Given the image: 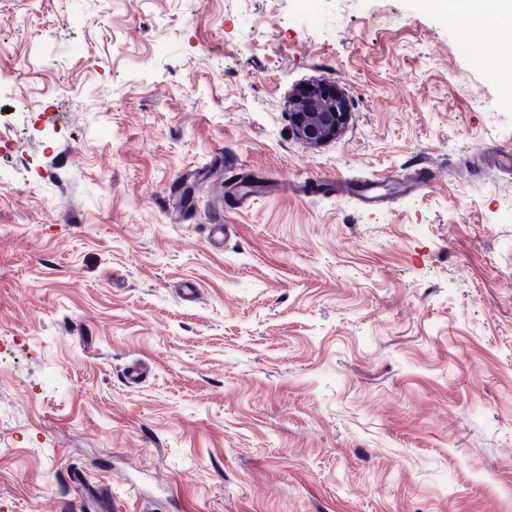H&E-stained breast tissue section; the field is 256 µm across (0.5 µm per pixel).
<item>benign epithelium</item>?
Returning <instances> with one entry per match:
<instances>
[{
	"label": "benign epithelium",
	"instance_id": "benign-epithelium-1",
	"mask_svg": "<svg viewBox=\"0 0 512 512\" xmlns=\"http://www.w3.org/2000/svg\"><path fill=\"white\" fill-rule=\"evenodd\" d=\"M348 117L342 92L324 83L304 88L293 99L292 131L308 146H319L336 137Z\"/></svg>",
	"mask_w": 512,
	"mask_h": 512
}]
</instances>
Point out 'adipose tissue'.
<instances>
[{"label": "adipose tissue", "mask_w": 512, "mask_h": 512, "mask_svg": "<svg viewBox=\"0 0 512 512\" xmlns=\"http://www.w3.org/2000/svg\"><path fill=\"white\" fill-rule=\"evenodd\" d=\"M436 8L456 19L467 16L485 22L489 33L477 47L489 72L512 86V0H435Z\"/></svg>", "instance_id": "ef3b65f1"}]
</instances>
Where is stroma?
<instances>
[{
	"label": "stroma",
	"instance_id": "obj_1",
	"mask_svg": "<svg viewBox=\"0 0 512 512\" xmlns=\"http://www.w3.org/2000/svg\"><path fill=\"white\" fill-rule=\"evenodd\" d=\"M484 35L431 0H0V512H512ZM314 81L348 120L309 148ZM308 86L293 99L292 131L303 144L319 146L339 134L347 121V106L342 92L335 86L324 83Z\"/></svg>",
	"mask_w": 512,
	"mask_h": 512
}]
</instances>
